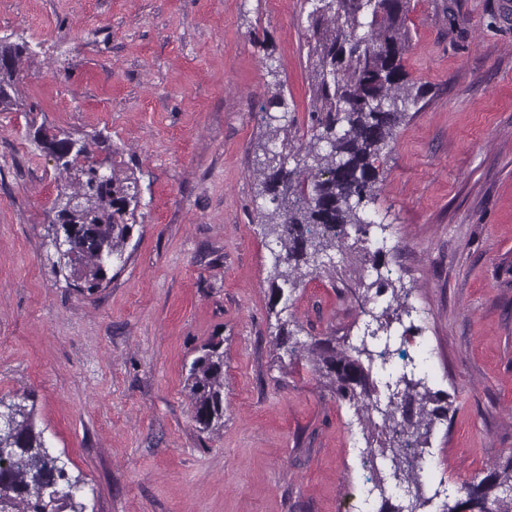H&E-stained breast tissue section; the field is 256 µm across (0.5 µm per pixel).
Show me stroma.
I'll list each match as a JSON object with an SVG mask.
<instances>
[{
    "label": "stroma",
    "mask_w": 512,
    "mask_h": 512,
    "mask_svg": "<svg viewBox=\"0 0 512 512\" xmlns=\"http://www.w3.org/2000/svg\"><path fill=\"white\" fill-rule=\"evenodd\" d=\"M309 0H0L28 42L0 112V397L81 486L79 512H380L355 408L274 335L259 210V108L281 84L309 134ZM403 66L422 94L377 162L366 206L410 288L406 350L432 351L447 418L428 437L427 504L512 457V0H411ZM101 135L140 178L124 267L93 293L46 260L62 178L39 127ZM360 255L303 277L298 339L362 334ZM224 340V426L200 431L185 387Z\"/></svg>",
    "instance_id": "1"
}]
</instances>
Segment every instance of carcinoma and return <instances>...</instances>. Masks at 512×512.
<instances>
[{"instance_id": "carcinoma-1", "label": "carcinoma", "mask_w": 512, "mask_h": 512, "mask_svg": "<svg viewBox=\"0 0 512 512\" xmlns=\"http://www.w3.org/2000/svg\"><path fill=\"white\" fill-rule=\"evenodd\" d=\"M410 0H312L307 18L311 135L295 145L280 138L288 125V99L277 90L265 106L266 138L262 144L264 176L260 195L270 196L274 208L260 211L265 234L272 237L273 280L276 301L284 287L294 286L302 274L335 268L333 259L348 250L350 230L367 236L372 228L384 229L365 216L377 183L375 162L393 138L409 105L415 103L401 59L408 48L407 12ZM33 55L29 44L0 39V59L12 67L0 68V111L15 105L17 68ZM64 183L53 200L48 244L66 234L70 249L48 255L52 272L63 277L66 287L91 293L110 282L112 267L124 266L125 248L137 224L142 206L139 180L120 170L111 150L101 160H90L93 136L83 141L42 133ZM105 168L107 180H98L97 168ZM376 279L358 283L364 299L376 290H391L390 300L371 313L376 327L357 343L340 351L333 339H292L289 323L279 324L277 344L289 358H311L315 371L331 379L337 397L353 403L366 435L372 429L388 432L382 446L367 443L368 463L390 462L393 488L412 492L410 512L425 505L422 473L424 448L434 420L445 409L427 386L429 349L422 345L409 358L410 370L392 371L388 365L400 349L391 348L393 324L404 325L414 307L411 290L396 287L392 270L373 264ZM384 379L372 382L374 370ZM195 422L207 431L224 426V350L219 342L200 348L186 376ZM416 402V418L407 416L401 404ZM13 409V425L0 429V512H61L50 504L49 487L69 485L64 467L34 431L32 413L19 398L7 402ZM380 416L382 423L375 421ZM466 499L446 505L447 512H512V457L505 467L493 469L479 482L463 486Z\"/></svg>"}]
</instances>
